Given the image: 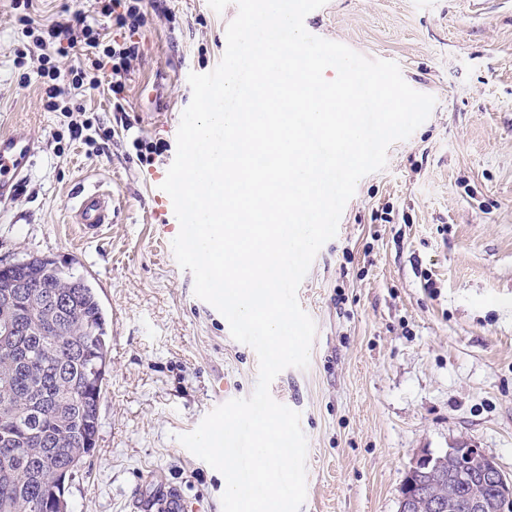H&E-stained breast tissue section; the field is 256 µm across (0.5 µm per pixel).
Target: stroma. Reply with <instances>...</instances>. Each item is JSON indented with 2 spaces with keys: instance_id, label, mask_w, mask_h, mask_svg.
I'll use <instances>...</instances> for the list:
<instances>
[{
  "instance_id": "35a3bbf8",
  "label": "stroma",
  "mask_w": 512,
  "mask_h": 512,
  "mask_svg": "<svg viewBox=\"0 0 512 512\" xmlns=\"http://www.w3.org/2000/svg\"><path fill=\"white\" fill-rule=\"evenodd\" d=\"M236 5L170 0L135 35L140 56L124 111L106 92L82 100L112 127L105 148L73 141L22 82L11 0H0V134L40 142L19 195L0 210V266L47 257L88 275L112 336L96 447L66 484L68 512H138L147 484L177 487L189 512H223L225 478L188 451L220 401L255 390L258 358L194 294L160 185L176 154L189 73L211 72ZM313 35L396 62L432 95L429 118L363 177L335 238L298 289L317 332L308 368L272 382L308 441L300 512H398L421 449L482 448L512 478V0H328ZM161 143L146 159L135 135ZM113 197L96 235L72 224L80 187Z\"/></svg>"
}]
</instances>
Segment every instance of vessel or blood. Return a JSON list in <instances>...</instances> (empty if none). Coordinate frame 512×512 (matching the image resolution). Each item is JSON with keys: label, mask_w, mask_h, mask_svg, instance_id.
Wrapping results in <instances>:
<instances>
[{"label": "vessel or blood", "mask_w": 512, "mask_h": 512, "mask_svg": "<svg viewBox=\"0 0 512 512\" xmlns=\"http://www.w3.org/2000/svg\"><path fill=\"white\" fill-rule=\"evenodd\" d=\"M39 143L23 128L0 135V205L12 202L27 180ZM74 220L84 229L97 231L111 223L110 197L103 190L87 189L75 198Z\"/></svg>", "instance_id": "1"}]
</instances>
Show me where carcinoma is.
I'll use <instances>...</instances> for the list:
<instances>
[{"label":"carcinoma","instance_id":"obj_1","mask_svg":"<svg viewBox=\"0 0 512 512\" xmlns=\"http://www.w3.org/2000/svg\"><path fill=\"white\" fill-rule=\"evenodd\" d=\"M22 297L8 303L13 283ZM0 512H43L40 504L60 493L62 474L74 475L95 447L99 405L110 347L109 325L97 292L73 268L32 257L0 267ZM461 449L435 455L428 481L441 495L453 489L455 512H471L478 487L457 481Z\"/></svg>","mask_w":512,"mask_h":512}]
</instances>
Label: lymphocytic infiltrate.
Returning a JSON list of instances; mask_svg holds the SVG:
<instances>
[{
  "label": "lymphocytic infiltrate",
  "instance_id": "1",
  "mask_svg": "<svg viewBox=\"0 0 512 512\" xmlns=\"http://www.w3.org/2000/svg\"><path fill=\"white\" fill-rule=\"evenodd\" d=\"M32 0H12L15 23L23 39L16 53V68H25L29 60H39L37 74L43 83V106L46 111L69 117L72 138L85 143L109 142L112 131L97 120H74L80 111L78 102H64L65 91L75 95L106 89L113 100H122L132 64L140 55V45L133 34L148 21L146 0H99L95 12L63 6L57 20L36 24L30 14ZM82 48L80 60L68 68L56 65L64 44Z\"/></svg>",
  "mask_w": 512,
  "mask_h": 512
}]
</instances>
